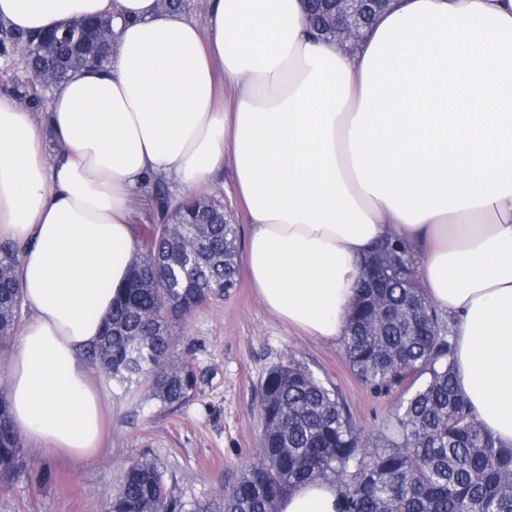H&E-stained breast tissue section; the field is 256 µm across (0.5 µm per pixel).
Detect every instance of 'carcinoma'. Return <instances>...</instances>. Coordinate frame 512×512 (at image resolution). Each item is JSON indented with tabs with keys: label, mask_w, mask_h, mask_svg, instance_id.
I'll return each mask as SVG.
<instances>
[{
	"label": "carcinoma",
	"mask_w": 512,
	"mask_h": 512,
	"mask_svg": "<svg viewBox=\"0 0 512 512\" xmlns=\"http://www.w3.org/2000/svg\"><path fill=\"white\" fill-rule=\"evenodd\" d=\"M310 25L326 39L325 0H305ZM103 19H74L34 34L0 21V60L7 88L34 113L48 112L40 78L57 84L88 67L109 63L102 53ZM178 219L197 235L194 264L179 260V241L146 228L140 259L112 306L87 361L129 393L149 380V397L164 411L186 405L197 377L191 360L170 361L172 328L203 302L238 284L237 225L224 223L214 195L181 209ZM388 238L364 262L400 255ZM18 250L0 242V347L21 327L23 298ZM343 338L353 375L376 394L400 391L388 432L357 428L338 387L290 359L261 381V448L233 485L214 501L184 502L152 461L130 463L112 492L108 512H277L302 483L332 480L340 512H512V445L479 421L456 384L447 321L432 304L414 269L382 267L363 279ZM24 443L0 388V482L19 477Z\"/></svg>",
	"instance_id": "obj_1"
}]
</instances>
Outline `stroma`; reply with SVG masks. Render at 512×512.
Returning a JSON list of instances; mask_svg holds the SVG:
<instances>
[{"mask_svg": "<svg viewBox=\"0 0 512 512\" xmlns=\"http://www.w3.org/2000/svg\"><path fill=\"white\" fill-rule=\"evenodd\" d=\"M173 336V360L194 361V398L164 412L145 391L127 395L104 384L107 424L97 457L48 456L26 441L24 472L0 483V512H107L124 466L138 459L158 463L184 501L217 497L256 458L260 381L291 358L335 383L365 432L385 430L395 412L396 396L376 395L352 374L343 343L288 327L262 306L247 275L230 294L198 307Z\"/></svg>", "mask_w": 512, "mask_h": 512, "instance_id": "stroma-1", "label": "stroma"}]
</instances>
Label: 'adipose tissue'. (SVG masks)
I'll list each match as a JSON object with an SVG mask.
<instances>
[{
  "mask_svg": "<svg viewBox=\"0 0 512 512\" xmlns=\"http://www.w3.org/2000/svg\"><path fill=\"white\" fill-rule=\"evenodd\" d=\"M113 15L114 52L52 93L45 126L0 93V240L30 317L6 367L19 435L94 457L95 343L136 255L148 180L195 189L232 165L263 305L342 340L361 261L387 236L447 317L458 386L512 443V0H398L352 55L315 39L302 0H0L34 33ZM60 151L48 159L46 140ZM300 485L278 512H338ZM166 2L164 7L166 11L181 14L188 3V9L182 13V16L197 24H204L206 14V0H162Z\"/></svg>",
  "mask_w": 512,
  "mask_h": 512,
  "instance_id": "adipose-tissue-1",
  "label": "adipose tissue"
}]
</instances>
